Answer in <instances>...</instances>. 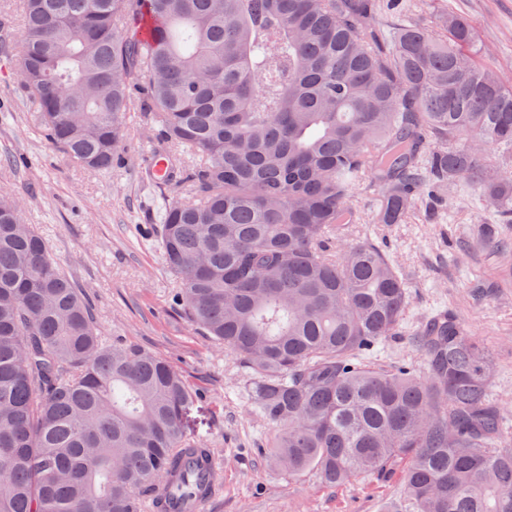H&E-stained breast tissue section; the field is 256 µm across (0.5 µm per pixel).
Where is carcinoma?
<instances>
[{"label":"carcinoma","mask_w":512,"mask_h":512,"mask_svg":"<svg viewBox=\"0 0 512 512\" xmlns=\"http://www.w3.org/2000/svg\"><path fill=\"white\" fill-rule=\"evenodd\" d=\"M21 73L47 138L107 171L142 100L162 130L159 241L191 320L252 373L275 471L328 486L386 477L382 512H512V448L485 343L446 311L413 333L425 375L370 356L407 284L352 238L402 224L420 185L463 179L512 222V87L448 13L376 25L402 0H19ZM0 197V512H143L181 474L195 395L164 359L101 338L90 306Z\"/></svg>","instance_id":"obj_1"}]
</instances>
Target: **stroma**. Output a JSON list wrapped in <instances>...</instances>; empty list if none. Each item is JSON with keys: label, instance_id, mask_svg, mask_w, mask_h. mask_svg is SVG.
<instances>
[{"label": "stroma", "instance_id": "35a3bbf8", "mask_svg": "<svg viewBox=\"0 0 512 512\" xmlns=\"http://www.w3.org/2000/svg\"><path fill=\"white\" fill-rule=\"evenodd\" d=\"M449 9L472 25L477 57L512 85V0H419L410 20L427 26ZM32 110L18 54H0V194L21 200L24 222L36 226L88 299L103 340L149 349L196 391L187 430L223 466L221 491L204 512H379L399 492V473L331 488L312 472L270 471L264 449L276 430L247 401L250 372L193 325L174 298L156 230L165 204L185 193L146 176L160 129L141 112H128L121 163L93 173L33 126ZM440 195L435 217L419 209L407 223L376 224L379 187L355 194L367 218L358 237L383 245L409 292L404 332L374 362L420 364L411 331L436 311L452 313L490 349L491 391L507 412L504 438L512 443V224L495 222L474 185L459 181Z\"/></svg>", "mask_w": 512, "mask_h": 512}]
</instances>
